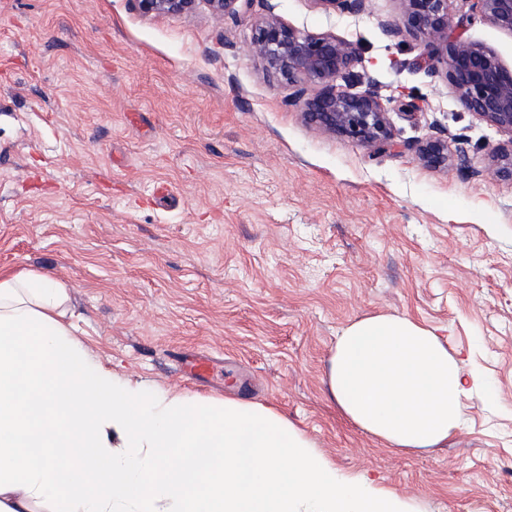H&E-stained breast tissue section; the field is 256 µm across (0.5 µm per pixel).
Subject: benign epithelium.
<instances>
[{
	"mask_svg": "<svg viewBox=\"0 0 512 512\" xmlns=\"http://www.w3.org/2000/svg\"><path fill=\"white\" fill-rule=\"evenodd\" d=\"M146 15H189L199 0H136ZM218 18L235 17L253 0H204ZM322 9L340 15L368 12L369 0H314ZM401 23L384 26L386 35L406 32L422 39L423 51L412 60L416 69L444 66L445 77L461 104L485 122L512 133V71L483 46L462 39L459 30L472 16L488 19L512 32V0H462L468 9L451 24V0H398ZM252 56L265 69L294 87L288 105L323 133L344 136L375 150L394 148L387 107L374 84L351 92L338 83L354 75L359 62L357 45L332 34L313 35L284 23L273 10L255 19L248 43ZM317 92L306 96V86ZM420 163L448 166V141L439 136L406 143ZM492 173L512 182V144L492 154Z\"/></svg>",
	"mask_w": 512,
	"mask_h": 512,
	"instance_id": "7a95c632",
	"label": "benign epithelium"
}]
</instances>
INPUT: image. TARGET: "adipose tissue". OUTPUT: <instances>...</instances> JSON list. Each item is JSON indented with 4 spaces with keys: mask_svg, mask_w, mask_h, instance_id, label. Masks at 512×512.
<instances>
[{
    "mask_svg": "<svg viewBox=\"0 0 512 512\" xmlns=\"http://www.w3.org/2000/svg\"><path fill=\"white\" fill-rule=\"evenodd\" d=\"M68 287L0 270V512H406L339 475L273 407L118 376L74 336ZM328 391L354 426L404 452L446 443L485 380L408 317L353 321Z\"/></svg>",
    "mask_w": 512,
    "mask_h": 512,
    "instance_id": "adipose-tissue-1",
    "label": "adipose tissue"
}]
</instances>
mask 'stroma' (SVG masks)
Masks as SVG:
<instances>
[{
	"label": "stroma",
	"mask_w": 512,
	"mask_h": 512,
	"mask_svg": "<svg viewBox=\"0 0 512 512\" xmlns=\"http://www.w3.org/2000/svg\"><path fill=\"white\" fill-rule=\"evenodd\" d=\"M270 9L357 44L354 90L415 101L392 136L447 139V168L308 125L247 51ZM399 19L398 0L225 19L203 0H0V268L65 283L78 338L121 376L273 406L414 512H512V182L488 173L512 134L409 67L420 40L383 31ZM464 36L512 68V33L478 18ZM380 313L436 328L491 385L441 447L388 448L326 397L342 329ZM197 354L208 369L183 375ZM138 7L146 15H189L192 14L199 0H136ZM325 11L340 15H361L368 12L369 0H314Z\"/></svg>",
	"instance_id": "stroma-1"
}]
</instances>
